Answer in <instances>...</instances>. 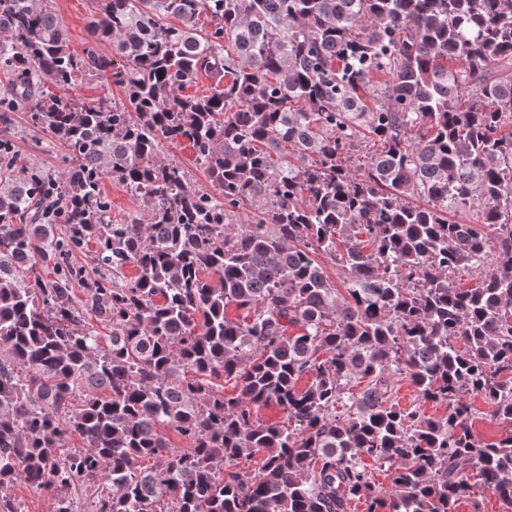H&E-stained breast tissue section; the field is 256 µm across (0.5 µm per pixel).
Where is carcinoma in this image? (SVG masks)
<instances>
[{
    "label": "carcinoma",
    "mask_w": 512,
    "mask_h": 512,
    "mask_svg": "<svg viewBox=\"0 0 512 512\" xmlns=\"http://www.w3.org/2000/svg\"><path fill=\"white\" fill-rule=\"evenodd\" d=\"M91 3L110 58L51 0H0V120L66 151L52 175L0 138V512L19 481L53 512H456L476 487L512 512V434L471 403L512 426V0ZM106 77L120 102L71 95ZM107 179L147 220L112 219ZM163 154L168 156L170 159H175L191 176L193 180H196L200 184H207V178L202 169H200L193 162L192 150L189 148H172L165 145ZM475 411V418L473 420V432L480 439L485 441H491L496 438L503 437L509 432L512 433V429L506 425L498 423L490 415V408L481 399L476 398L471 400Z\"/></svg>",
    "instance_id": "obj_1"
}]
</instances>
